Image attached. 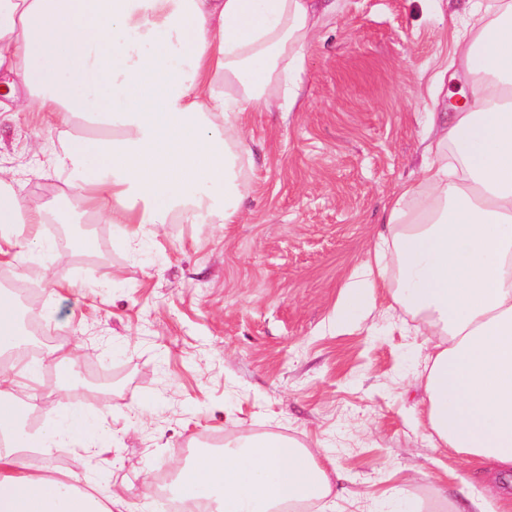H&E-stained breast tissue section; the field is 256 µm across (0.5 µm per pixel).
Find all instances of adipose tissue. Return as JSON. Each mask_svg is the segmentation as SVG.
I'll list each match as a JSON object with an SVG mask.
<instances>
[{"mask_svg": "<svg viewBox=\"0 0 512 512\" xmlns=\"http://www.w3.org/2000/svg\"><path fill=\"white\" fill-rule=\"evenodd\" d=\"M334 0H0V70L30 87L20 109L48 125L80 115L111 127L70 137L57 166L85 211L121 225L234 224L246 190L228 141L250 112H288L298 64ZM456 46L479 81L465 107L432 116L457 164L425 165L395 193L386 229L344 290L336 328L356 324L375 289L412 309L422 335V401L437 447L512 474V0L496 20L464 21ZM416 207H407L408 199ZM48 215L0 196V239L42 245ZM36 362H0V512H129L77 477L25 471L23 449L80 435V412L23 434ZM323 449L268 434L195 457L173 489L209 512H285L331 496Z\"/></svg>", "mask_w": 512, "mask_h": 512, "instance_id": "1", "label": "adipose tissue"}]
</instances>
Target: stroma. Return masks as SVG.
Returning a JSON list of instances; mask_svg holds the SVG:
<instances>
[{"label":"stroma","instance_id":"35a3bbf8","mask_svg":"<svg viewBox=\"0 0 512 512\" xmlns=\"http://www.w3.org/2000/svg\"><path fill=\"white\" fill-rule=\"evenodd\" d=\"M468 1L493 19L492 0H336L296 69V110L249 115L239 223L152 227L133 249L87 216L93 251L46 227V248H0V269L37 294L43 331L117 382L102 399L43 380L30 423L78 408L89 427L51 453L31 449L30 469L97 475L127 486L131 512H156V480L174 462L277 433L325 448L343 476L313 512H408L435 485L486 494L481 471L431 437L416 318L380 291L354 329L332 326L395 192L432 160L430 113L472 88L454 77ZM72 135L112 132L78 116L55 130L36 112L0 121L8 192L64 222L70 174L47 154ZM88 441L102 455L87 457Z\"/></svg>","mask_w":512,"mask_h":512}]
</instances>
